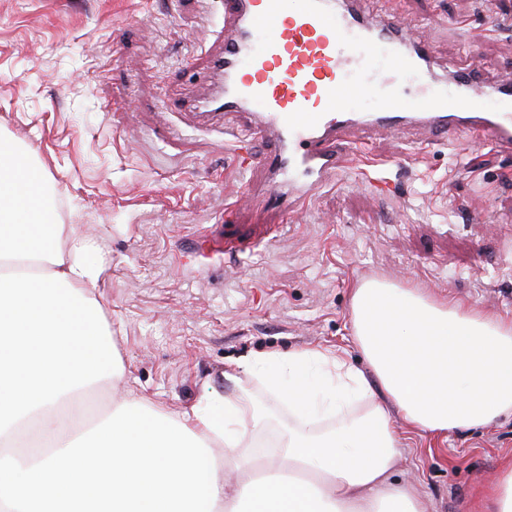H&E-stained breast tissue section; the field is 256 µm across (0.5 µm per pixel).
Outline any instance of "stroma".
Returning <instances> with one entry per match:
<instances>
[{
  "label": "stroma",
  "instance_id": "1",
  "mask_svg": "<svg viewBox=\"0 0 512 512\" xmlns=\"http://www.w3.org/2000/svg\"><path fill=\"white\" fill-rule=\"evenodd\" d=\"M432 45L437 72L470 65L512 77V0H384ZM501 27L485 35L487 14ZM220 0H0V137L33 156L60 223L102 247L98 298L124 375L96 389L93 416L135 397L189 410L204 386L267 410L254 434L291 423L262 383L237 371L260 353L341 351L353 343L355 282L385 280L512 317V153L420 137L359 142L352 165L290 215L261 174L237 169L219 133L175 97H204L221 44ZM401 154L403 167L388 165ZM391 181L379 194L374 181ZM278 238L234 261L194 249L232 227ZM393 478L415 480L427 512H468L512 456V417L447 441L405 429Z\"/></svg>",
  "mask_w": 512,
  "mask_h": 512
}]
</instances>
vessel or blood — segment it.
Segmentation results:
<instances>
[{
	"mask_svg": "<svg viewBox=\"0 0 512 512\" xmlns=\"http://www.w3.org/2000/svg\"><path fill=\"white\" fill-rule=\"evenodd\" d=\"M367 0H302L283 15L279 0H223V47L206 65L205 98L181 102L198 123L236 137L234 162L262 169L268 196L295 211L348 168L350 148L370 135L425 131L434 142L466 136L512 152V80L489 81L467 66L439 79L429 43ZM413 91L416 104L400 97ZM375 95L374 111L351 97ZM492 98L486 109L477 102ZM275 140L273 153L261 143ZM251 245L234 234L203 237L202 252L232 255Z\"/></svg>",
	"mask_w": 512,
	"mask_h": 512,
	"instance_id": "obj_1",
	"label": "vessel or blood"
}]
</instances>
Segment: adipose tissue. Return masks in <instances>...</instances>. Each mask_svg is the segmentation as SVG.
Returning a JSON list of instances; mask_svg holds the SVG:
<instances>
[{
	"label": "adipose tissue",
	"instance_id": "adipose-tissue-1",
	"mask_svg": "<svg viewBox=\"0 0 512 512\" xmlns=\"http://www.w3.org/2000/svg\"><path fill=\"white\" fill-rule=\"evenodd\" d=\"M30 156L0 140V512H424L394 481L402 435L391 415L444 439L512 416V319L383 280L353 290L366 369L317 350L255 356L250 375L297 418L258 459L265 418L211 387L169 415L131 398L88 423L80 399L120 376L95 295L90 237L59 224ZM473 512H512V458Z\"/></svg>",
	"mask_w": 512,
	"mask_h": 512
}]
</instances>
